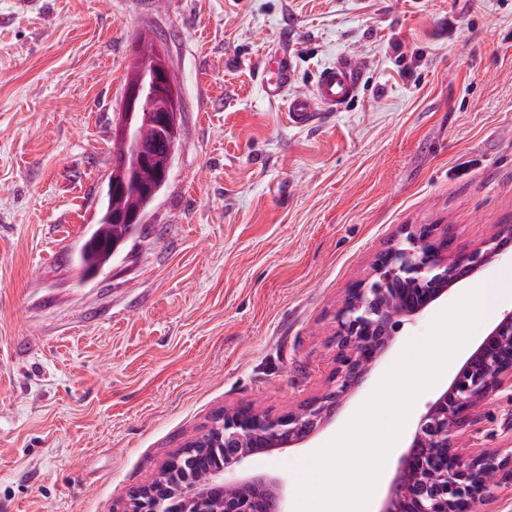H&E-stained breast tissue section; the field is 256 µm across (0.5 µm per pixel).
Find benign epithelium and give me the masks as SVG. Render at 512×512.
Wrapping results in <instances>:
<instances>
[{
    "label": "benign epithelium",
    "mask_w": 512,
    "mask_h": 512,
    "mask_svg": "<svg viewBox=\"0 0 512 512\" xmlns=\"http://www.w3.org/2000/svg\"><path fill=\"white\" fill-rule=\"evenodd\" d=\"M177 78L156 51L150 76L125 92L112 137L125 146L112 156L108 191L123 192L139 170L152 172L145 189L156 200L172 168L180 121ZM512 226L501 225L483 247L448 258V230L408 224L400 238L378 256L369 279L349 289L336 316V368L324 395L279 416L251 405L224 409L206 431L188 439L186 452L224 448V464L205 483L176 484L166 474L180 453L149 483L130 491L123 512H280L283 485L275 477L241 474L259 451L273 453L301 444L335 415L356 391L394 339L402 319L423 314L465 275L509 253ZM512 387V310L504 312L454 377L428 403L413 426L391 489L379 512H471L498 476L512 483V449L473 452L462 439L481 404Z\"/></svg>",
    "instance_id": "7a95c632"
}]
</instances>
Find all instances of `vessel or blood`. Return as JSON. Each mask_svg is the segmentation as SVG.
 <instances>
[{"label":"vessel or blood","instance_id":"1","mask_svg":"<svg viewBox=\"0 0 512 512\" xmlns=\"http://www.w3.org/2000/svg\"><path fill=\"white\" fill-rule=\"evenodd\" d=\"M288 48H280L261 75L265 97L284 103L288 120L297 126L311 125L319 112H337L353 100L360 89L361 70L350 58H339L336 64L323 69L311 93L292 94L288 88L294 80V71Z\"/></svg>","mask_w":512,"mask_h":512}]
</instances>
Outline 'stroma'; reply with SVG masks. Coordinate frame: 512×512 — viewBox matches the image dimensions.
<instances>
[{
	"instance_id": "obj_1",
	"label": "stroma",
	"mask_w": 512,
	"mask_h": 512,
	"mask_svg": "<svg viewBox=\"0 0 512 512\" xmlns=\"http://www.w3.org/2000/svg\"><path fill=\"white\" fill-rule=\"evenodd\" d=\"M179 78L183 134L144 224L95 276L81 248L112 170L139 37ZM343 56L357 99L312 125L268 102ZM407 224L451 254L512 225V0H0V512H122L225 408L324 394L346 291ZM433 312L306 443L259 464L283 483L330 441ZM512 445V388L469 429Z\"/></svg>"
}]
</instances>
